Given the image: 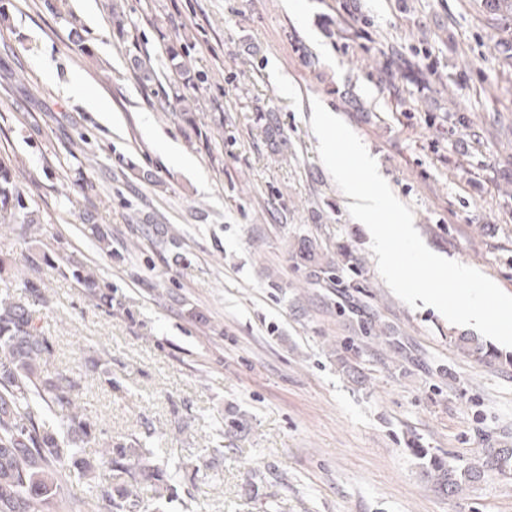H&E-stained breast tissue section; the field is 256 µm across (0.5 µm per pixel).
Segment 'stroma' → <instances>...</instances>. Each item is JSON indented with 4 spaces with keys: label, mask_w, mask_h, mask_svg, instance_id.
I'll return each instance as SVG.
<instances>
[{
    "label": "stroma",
    "mask_w": 512,
    "mask_h": 512,
    "mask_svg": "<svg viewBox=\"0 0 512 512\" xmlns=\"http://www.w3.org/2000/svg\"><path fill=\"white\" fill-rule=\"evenodd\" d=\"M340 3L12 0L0 27V152L40 215L25 234L0 224V258L90 421L116 440L153 433L182 464L149 512H512V479L451 497L415 454L462 465L512 448V349L468 356L454 339L475 330L388 288L310 128L315 98L431 251L512 294V0H354L358 37ZM171 43L202 80L186 117L163 96ZM76 81L106 111L68 96ZM305 245L341 288L313 284Z\"/></svg>",
    "instance_id": "obj_1"
}]
</instances>
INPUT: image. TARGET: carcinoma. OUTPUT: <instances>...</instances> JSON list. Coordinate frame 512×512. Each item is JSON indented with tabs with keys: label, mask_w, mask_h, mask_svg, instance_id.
I'll return each mask as SVG.
<instances>
[{
	"label": "carcinoma",
	"mask_w": 512,
	"mask_h": 512,
	"mask_svg": "<svg viewBox=\"0 0 512 512\" xmlns=\"http://www.w3.org/2000/svg\"><path fill=\"white\" fill-rule=\"evenodd\" d=\"M134 65L143 84L152 85L150 61L139 57ZM194 92L189 82L174 89L183 111H192ZM35 212L16 167L0 157V223L34 224ZM90 238L97 249L112 250L106 229L90 227ZM70 273L93 297L111 299L83 267L74 265ZM13 288L11 279L0 277V512H145L142 485L164 498L180 466L164 461L163 449L149 435L101 441L80 408L76 378L66 369L48 370L53 345L28 307L11 299ZM461 342L472 357L498 358L473 339ZM90 444L101 446L92 458L83 454ZM418 455L427 477L450 497L486 478L512 477V448H492L462 467L423 448ZM74 471L87 478L88 491L67 500L62 493Z\"/></svg>",
	"instance_id": "obj_1"
}]
</instances>
